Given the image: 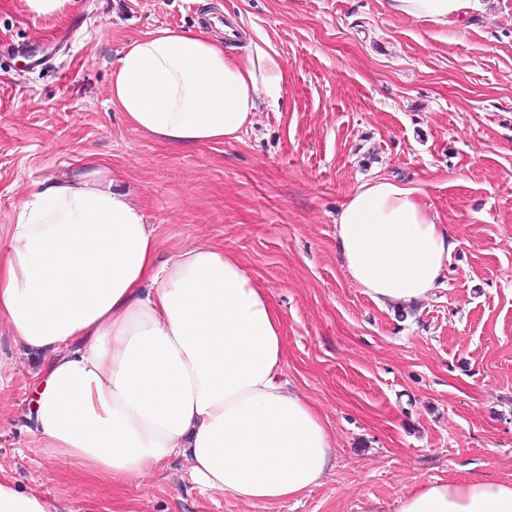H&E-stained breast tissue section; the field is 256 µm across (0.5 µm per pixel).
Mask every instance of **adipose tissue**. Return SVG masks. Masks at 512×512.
I'll return each mask as SVG.
<instances>
[{
	"instance_id": "adipose-tissue-1",
	"label": "adipose tissue",
	"mask_w": 512,
	"mask_h": 512,
	"mask_svg": "<svg viewBox=\"0 0 512 512\" xmlns=\"http://www.w3.org/2000/svg\"><path fill=\"white\" fill-rule=\"evenodd\" d=\"M400 15L456 27L483 0H386ZM287 70L265 41L163 27L124 48L110 102L134 129L179 146L233 142ZM0 243V371L41 367L27 413L42 451L115 482L184 458L201 492L276 503L319 485L333 444L314 406L281 383L282 319L271 293L223 246L197 241L157 262L143 207L111 169L77 168L27 195ZM351 279L382 305L444 285L458 240L419 189L361 183L336 217ZM0 512H65L0 479ZM395 512H512V484H424Z\"/></svg>"
}]
</instances>
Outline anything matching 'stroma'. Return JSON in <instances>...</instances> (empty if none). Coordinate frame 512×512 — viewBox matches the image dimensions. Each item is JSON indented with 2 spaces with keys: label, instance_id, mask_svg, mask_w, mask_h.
<instances>
[{
  "label": "stroma",
  "instance_id": "stroma-1",
  "mask_svg": "<svg viewBox=\"0 0 512 512\" xmlns=\"http://www.w3.org/2000/svg\"><path fill=\"white\" fill-rule=\"evenodd\" d=\"M220 2L288 83L240 140L178 147L132 128L109 88L130 39L198 30L189 0H74L60 18L0 0V225L94 160L143 206L160 258L222 244L269 289L281 376L320 414L334 463L270 506L200 492L181 459L112 482L38 448L24 419L36 363L20 355L0 399V473L77 512H393L429 482L511 484L512 0L457 29L386 0ZM373 178L421 188L459 242L444 289L411 307L374 303L336 249L338 209Z\"/></svg>",
  "mask_w": 512,
  "mask_h": 512
}]
</instances>
